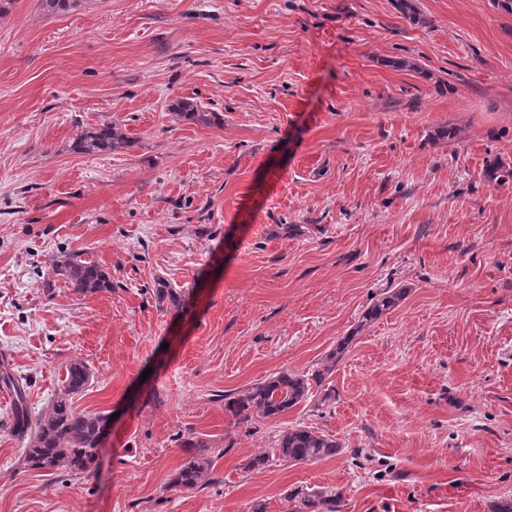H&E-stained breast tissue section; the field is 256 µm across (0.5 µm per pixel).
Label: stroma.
<instances>
[{"label": "stroma", "instance_id": "35a3bbf8", "mask_svg": "<svg viewBox=\"0 0 512 512\" xmlns=\"http://www.w3.org/2000/svg\"><path fill=\"white\" fill-rule=\"evenodd\" d=\"M416 5L425 24L393 0H12L0 355L35 413L86 360L75 406L114 419L91 475L27 470L0 387V512H288L296 486L341 492V512L512 498V14ZM186 98L219 122L179 120ZM113 122L132 147L73 151ZM446 125L455 138H437ZM64 252L111 290L73 293L50 268ZM159 277L183 289L180 311L156 306ZM388 288L405 300L363 324ZM347 336L323 384L335 402L247 428L225 414L224 395L312 371ZM298 424L342 452L245 470ZM188 429L224 449L219 482L169 492Z\"/></svg>", "mask_w": 512, "mask_h": 512}]
</instances>
